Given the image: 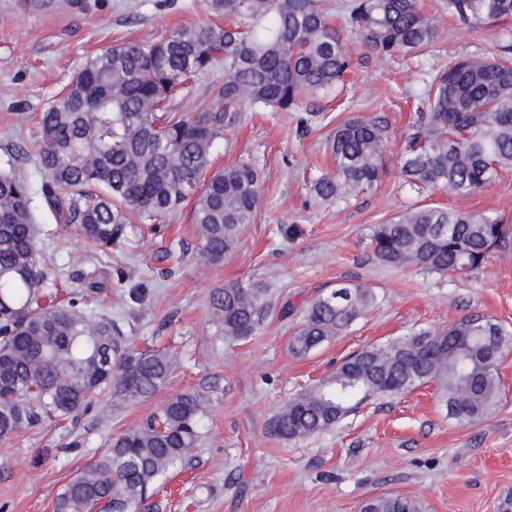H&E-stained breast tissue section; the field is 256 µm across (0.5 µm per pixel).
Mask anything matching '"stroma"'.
Returning a JSON list of instances; mask_svg holds the SVG:
<instances>
[{
  "instance_id": "1",
  "label": "stroma",
  "mask_w": 512,
  "mask_h": 512,
  "mask_svg": "<svg viewBox=\"0 0 512 512\" xmlns=\"http://www.w3.org/2000/svg\"><path fill=\"white\" fill-rule=\"evenodd\" d=\"M441 37L431 52L381 58L345 37L352 68L342 86L302 99L293 112H244L213 154L214 167L251 163L260 204L236 251L202 266L190 208L163 227L131 222L112 248L106 288L87 292L136 351L175 361L168 384L136 404L97 396L74 421L45 422L0 442V512H56L65 485L109 441L159 413L172 396L207 399L202 437L190 463L158 482L157 512H359L369 496L401 495L422 512H501L512 499V349L499 365L501 392L472 424L449 416L434 383L377 397L334 429L302 440L275 436L269 422L288 400L334 371L346 355L419 331L439 332L472 312L512 331V243L459 278L414 265L389 267L372 251L375 225L410 206L491 212L512 220V169L466 197L410 187L400 154L421 104L427 70L459 54L502 52L512 18L473 26L419 0ZM199 0H98L93 11L33 12L0 0V168L18 151V170L40 183L34 164L40 115L87 57L128 38L154 39L176 27L211 23ZM361 116L387 128L385 170L376 188L331 203L310 184L331 170L328 139ZM64 242L45 241L42 262L68 299L72 275L87 267L79 227L51 225ZM259 283L271 309L253 336L219 335L207 308L212 288ZM371 288L373 306L340 336L307 356L289 340L310 301L348 285Z\"/></svg>"
}]
</instances>
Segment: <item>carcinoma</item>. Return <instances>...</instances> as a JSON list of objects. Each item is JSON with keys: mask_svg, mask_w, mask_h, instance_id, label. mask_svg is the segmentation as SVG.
Masks as SVG:
<instances>
[{"mask_svg": "<svg viewBox=\"0 0 512 512\" xmlns=\"http://www.w3.org/2000/svg\"><path fill=\"white\" fill-rule=\"evenodd\" d=\"M227 26L177 28L157 40H130L86 59L61 96L42 112L36 155L38 188L0 169V441L52 418L76 419L94 393L125 402L153 395L173 374L163 352L134 353L112 318L84 307L81 291L47 299L50 273L38 258L45 236L33 205L42 199L57 224H78L93 271L84 288H102V258L125 234L130 212L156 224L192 203L200 257L211 265L238 244L260 200L248 163L212 169V153L248 109L295 110L302 98L334 87L351 68L341 30L323 0H202ZM442 9L478 25L512 15V0H444ZM344 20L364 47L386 58L426 52L439 38L417 0H348ZM224 68L196 108L173 102L189 83ZM427 111L401 153L408 183L468 196L500 169L512 168V63L459 55L440 65L425 93ZM386 127L355 117L336 126L333 169L313 180L321 201L376 185L384 170ZM512 238V224L488 213L407 208L375 226L373 252L388 266L415 265L467 275ZM374 301L367 288L342 287L308 306L290 348L305 356L347 330ZM271 308L259 284L216 287L212 322L224 335L254 333ZM512 332L481 315L448 330L427 331L347 356L304 388L271 420L275 435L307 438L335 427L363 403L433 382L448 414L465 425L482 419L500 392L498 368ZM205 402L195 392L171 398L150 422L111 440L60 493L57 512H153L150 490L191 460L199 447ZM360 512H418L399 495L366 498Z\"/></svg>", "mask_w": 512, "mask_h": 512, "instance_id": "obj_1", "label": "carcinoma"}]
</instances>
